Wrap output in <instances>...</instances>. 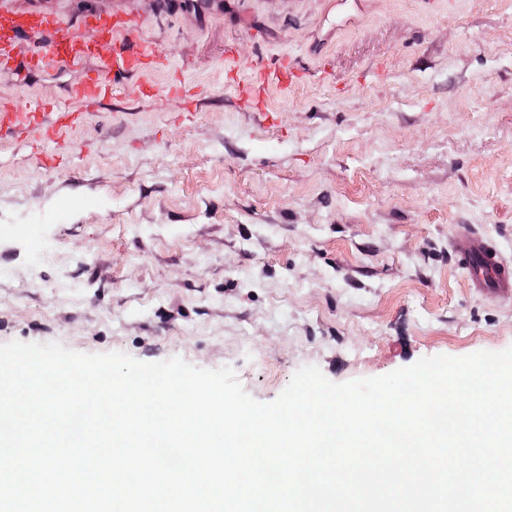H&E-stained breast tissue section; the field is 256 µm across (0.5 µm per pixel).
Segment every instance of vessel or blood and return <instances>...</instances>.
Masks as SVG:
<instances>
[{
  "label": "vessel or blood",
  "mask_w": 512,
  "mask_h": 512,
  "mask_svg": "<svg viewBox=\"0 0 512 512\" xmlns=\"http://www.w3.org/2000/svg\"><path fill=\"white\" fill-rule=\"evenodd\" d=\"M115 27L112 20L98 16L91 31L81 33L48 13L18 15L0 10V69H51L80 60L96 63L94 69L69 89L74 108L48 112L38 106L19 109L1 104L0 133L20 136L32 129L38 134L39 144L63 146L65 131L80 124L87 110L108 97L122 79L164 66L165 59L156 48L137 38L134 22H124L127 37L119 45L112 40ZM32 33L43 37L41 49L29 56L18 55L17 46ZM301 76V71L286 55L273 68L257 70L246 82L239 80L235 70L225 72L226 80L235 85L240 100L256 106L262 104L268 84L288 86ZM451 249L458 263L464 265L468 284L476 295L512 299V265L503 260L493 242L465 226L452 241Z\"/></svg>",
  "instance_id": "vessel-or-blood-1"
}]
</instances>
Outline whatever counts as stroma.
<instances>
[{"label": "stroma", "mask_w": 512, "mask_h": 512, "mask_svg": "<svg viewBox=\"0 0 512 512\" xmlns=\"http://www.w3.org/2000/svg\"><path fill=\"white\" fill-rule=\"evenodd\" d=\"M0 9L78 31L119 16L169 59L56 166L0 138V344L228 367L264 403L306 365L344 383L512 347V302L476 297L449 249L469 224L512 261V0H366L342 28L327 0ZM284 54L303 82L244 107L225 68L247 80ZM90 67L1 71L0 98L70 106Z\"/></svg>", "instance_id": "35a3bbf8"}]
</instances>
